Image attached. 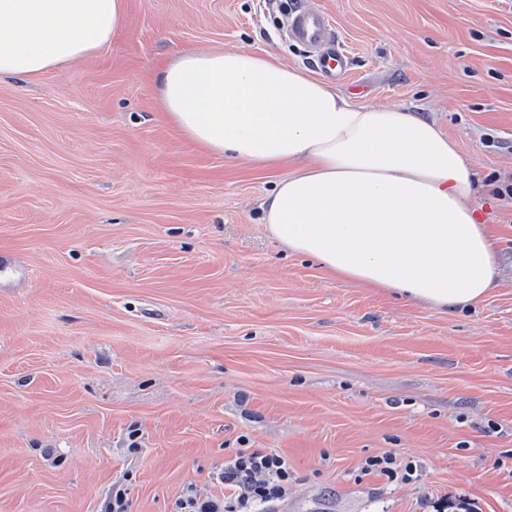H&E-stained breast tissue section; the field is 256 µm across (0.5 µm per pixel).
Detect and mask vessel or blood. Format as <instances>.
I'll return each instance as SVG.
<instances>
[{
  "label": "vessel or blood",
  "mask_w": 512,
  "mask_h": 512,
  "mask_svg": "<svg viewBox=\"0 0 512 512\" xmlns=\"http://www.w3.org/2000/svg\"><path fill=\"white\" fill-rule=\"evenodd\" d=\"M285 30L289 40L312 50L323 77L340 80L349 72L350 57L334 36L325 12L309 8L288 14Z\"/></svg>",
  "instance_id": "obj_1"
}]
</instances>
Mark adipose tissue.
Segmentation results:
<instances>
[{
    "mask_svg": "<svg viewBox=\"0 0 512 512\" xmlns=\"http://www.w3.org/2000/svg\"><path fill=\"white\" fill-rule=\"evenodd\" d=\"M124 24V0H0V77L34 80L85 59ZM159 94L167 120L212 153L288 166L262 221L329 275L447 314L494 288L474 169L435 121L351 103L267 52H182Z\"/></svg>",
    "mask_w": 512,
    "mask_h": 512,
    "instance_id": "ef3b65f1",
    "label": "adipose tissue"
}]
</instances>
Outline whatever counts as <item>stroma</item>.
Instances as JSON below:
<instances>
[{
  "mask_svg": "<svg viewBox=\"0 0 512 512\" xmlns=\"http://www.w3.org/2000/svg\"><path fill=\"white\" fill-rule=\"evenodd\" d=\"M101 51L0 77V512H171L228 448L287 456L279 512H512V0H124ZM325 11L336 90L437 122L472 164L498 284L451 315L330 278L262 224L277 173L161 110L197 49L312 72L284 9ZM137 434L140 452L128 449ZM390 454L407 481L365 471Z\"/></svg>",
  "mask_w": 512,
  "mask_h": 512,
  "instance_id": "stroma-1",
  "label": "stroma"
}]
</instances>
